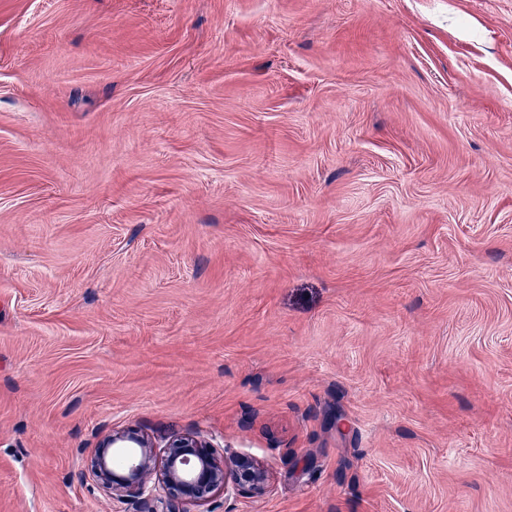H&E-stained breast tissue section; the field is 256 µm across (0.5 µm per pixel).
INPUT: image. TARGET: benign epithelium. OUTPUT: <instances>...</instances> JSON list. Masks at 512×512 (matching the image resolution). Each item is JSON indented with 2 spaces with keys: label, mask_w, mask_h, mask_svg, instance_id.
Masks as SVG:
<instances>
[{
  "label": "benign epithelium",
  "mask_w": 512,
  "mask_h": 512,
  "mask_svg": "<svg viewBox=\"0 0 512 512\" xmlns=\"http://www.w3.org/2000/svg\"><path fill=\"white\" fill-rule=\"evenodd\" d=\"M168 451L158 456L154 444L135 427L115 431L97 448L93 475L112 498L138 497L144 512H190L203 508L218 494L262 496L270 473L261 462L239 455H218L195 434L174 435Z\"/></svg>",
  "instance_id": "benign-epithelium-1"
}]
</instances>
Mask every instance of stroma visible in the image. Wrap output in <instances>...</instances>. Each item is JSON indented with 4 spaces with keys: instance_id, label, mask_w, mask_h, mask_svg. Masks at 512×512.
<instances>
[{
    "instance_id": "1",
    "label": "stroma",
    "mask_w": 512,
    "mask_h": 512,
    "mask_svg": "<svg viewBox=\"0 0 512 512\" xmlns=\"http://www.w3.org/2000/svg\"><path fill=\"white\" fill-rule=\"evenodd\" d=\"M130 426L512 512V0H0V512Z\"/></svg>"
}]
</instances>
